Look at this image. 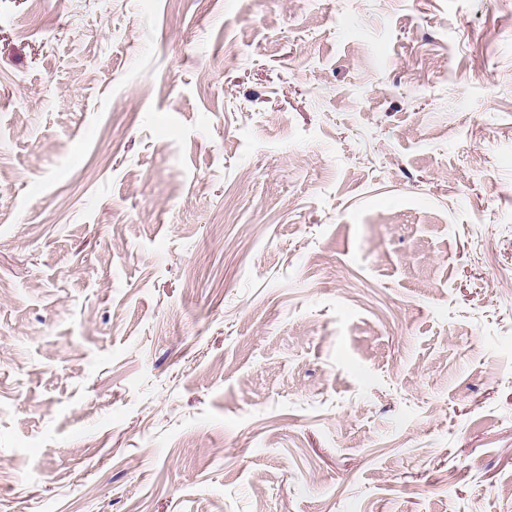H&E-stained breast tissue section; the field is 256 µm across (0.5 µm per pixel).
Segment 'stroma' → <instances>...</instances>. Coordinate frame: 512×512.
Wrapping results in <instances>:
<instances>
[{"instance_id":"obj_1","label":"stroma","mask_w":512,"mask_h":512,"mask_svg":"<svg viewBox=\"0 0 512 512\" xmlns=\"http://www.w3.org/2000/svg\"><path fill=\"white\" fill-rule=\"evenodd\" d=\"M0 512H512V0H0Z\"/></svg>"}]
</instances>
